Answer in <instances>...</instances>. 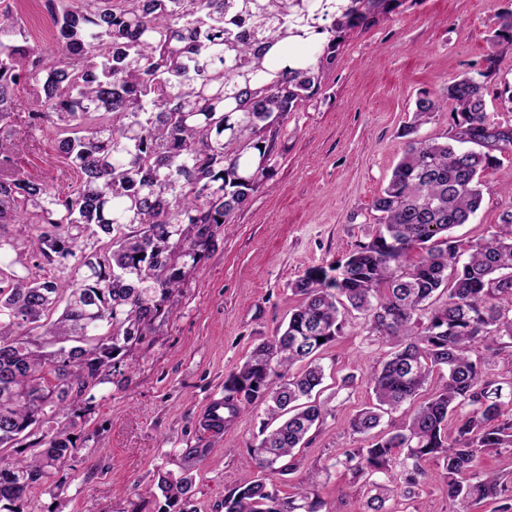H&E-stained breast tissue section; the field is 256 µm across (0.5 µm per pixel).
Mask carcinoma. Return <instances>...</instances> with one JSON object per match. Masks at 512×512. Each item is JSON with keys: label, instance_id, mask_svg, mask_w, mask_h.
<instances>
[{"label": "carcinoma", "instance_id": "obj_1", "mask_svg": "<svg viewBox=\"0 0 512 512\" xmlns=\"http://www.w3.org/2000/svg\"><path fill=\"white\" fill-rule=\"evenodd\" d=\"M399 0H44L60 38L30 42L18 16L0 12V122L12 121L22 85L81 174L54 193L15 172L0 145V229L27 224L34 257L78 280L17 271L0 232V509L25 512L30 493L72 461L79 444L60 415L75 414L169 313L186 275L263 182L282 127L319 93L344 36L388 17ZM490 40L512 44V11ZM497 55L425 92L404 126L403 155L373 202L369 240L328 269L292 283L301 297L285 327L259 343L224 381L227 423L262 404L268 422L248 449L247 474L224 512H329L316 492L282 497L274 477L300 468L296 449L323 424L317 355L343 336L348 315L392 344L366 376L372 402L350 420L365 435L404 404L413 410L336 464L367 489L363 512L418 494L425 462L442 463L448 512L485 501L512 512V483L481 456L512 449V191L498 229L466 244L452 230L483 201L486 172L512 156V126L495 121L486 94ZM449 113L445 140L418 136ZM324 338L318 342V338ZM303 364L299 371L297 364ZM431 396L417 402L434 372ZM456 417L453 434L448 418ZM194 477L159 475L165 512L190 508Z\"/></svg>", "mask_w": 512, "mask_h": 512}]
</instances>
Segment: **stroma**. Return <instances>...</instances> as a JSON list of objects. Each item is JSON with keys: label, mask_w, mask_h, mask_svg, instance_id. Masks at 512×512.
Here are the masks:
<instances>
[{"label": "stroma", "mask_w": 512, "mask_h": 512, "mask_svg": "<svg viewBox=\"0 0 512 512\" xmlns=\"http://www.w3.org/2000/svg\"><path fill=\"white\" fill-rule=\"evenodd\" d=\"M8 5L33 42L48 43L53 22L39 0H0V10ZM510 9L512 0H403L390 19L346 34L318 95L285 120L273 177L217 231L214 250L187 274L166 318L134 347V368L117 369L98 387L73 429L77 458L55 474L53 488L32 494L30 512H160L163 501L150 486L159 474L186 470L195 477L197 512H224L265 413L255 407L215 434L201 426L209 403L223 397L229 372L287 322L299 303L292 283L342 261L373 228V201L402 155L401 131L416 99L478 68L491 52L501 80L512 84V45L489 41ZM17 99L14 125L0 136L18 145L19 172L54 191L75 189L80 175L58 153L55 132L27 125L36 97L22 87ZM486 181L476 217L455 230L459 239L495 230L512 156ZM389 349L358 314L323 351L320 398L329 414L301 448L300 471L277 477L281 496H297L302 478L315 472L330 512H360L362 492L337 495L349 477L334 461L352 443L350 419L372 398L365 376ZM350 373L356 381L342 386ZM427 470L420 495L393 501V512H448L441 467L431 462Z\"/></svg>", "instance_id": "1"}]
</instances>
